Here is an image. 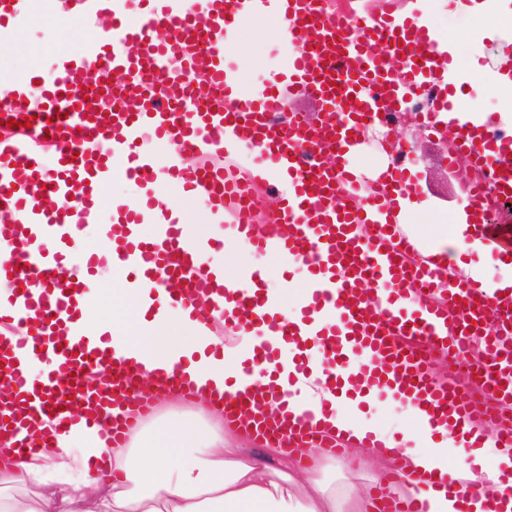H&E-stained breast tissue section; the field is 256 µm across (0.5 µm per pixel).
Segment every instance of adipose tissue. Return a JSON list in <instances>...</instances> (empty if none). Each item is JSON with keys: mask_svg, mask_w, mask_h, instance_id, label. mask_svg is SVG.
<instances>
[{"mask_svg": "<svg viewBox=\"0 0 512 512\" xmlns=\"http://www.w3.org/2000/svg\"><path fill=\"white\" fill-rule=\"evenodd\" d=\"M158 297V315L116 353L143 359L141 377L153 383L170 374L179 357H189L193 402L207 409L209 422L182 413L159 429L144 424L123 448L107 446L105 428L79 423L31 456L2 451L0 492L30 486L35 500L13 496L0 502V512H372L369 496L338 497L320 476L324 449L270 445L258 458L233 446L248 433L239 421L224 419L225 371L244 359L252 339L225 349L223 358L204 356L207 345L221 342L223 319L199 330L188 312L168 307V289H159ZM378 439L371 458L400 469L390 495L414 496L424 512H512V499H504L496 483L501 468L512 469V450L489 455L483 429H464L453 463L443 452L449 443L444 430L435 439L405 433L401 449L391 430L379 429ZM450 466L462 496L419 483V476Z\"/></svg>", "mask_w": 512, "mask_h": 512, "instance_id": "adipose-tissue-1", "label": "adipose tissue"}]
</instances>
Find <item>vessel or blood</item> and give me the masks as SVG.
<instances>
[{
  "instance_id": "vessel-or-blood-1",
  "label": "vessel or blood",
  "mask_w": 512,
  "mask_h": 512,
  "mask_svg": "<svg viewBox=\"0 0 512 512\" xmlns=\"http://www.w3.org/2000/svg\"><path fill=\"white\" fill-rule=\"evenodd\" d=\"M63 3L68 23L92 27L93 35L58 48L51 80H15L0 99V120L32 121L25 139L0 140V243L8 246L0 271L12 284L9 305L0 307V384L9 388L0 399V439L11 440L15 454L31 452L28 430L45 419H54L55 432L68 431L74 399L87 425L111 428L116 448L153 410L139 391L140 366L115 357L111 335L87 327L83 298L91 281L65 275L71 246L99 223L97 195L121 177L144 191L139 209L122 211L104 233L125 274L123 293L136 298L176 279L182 287L170 306L190 309L200 326L219 316L229 332L258 338L227 378L236 391L224 401L225 416L268 441L338 452L328 423L297 415L292 400L298 374L317 365L336 393L366 388L411 402L419 433L478 421L494 428V447L512 448V424L499 411L512 406V293L450 279L441 260L419 258L392 211V191L411 186L404 167L391 166L383 191L371 194L343 161L364 119L401 111L419 88L433 86L424 125L442 124L454 155L482 174L465 198L473 238L512 265V236L486 220L484 192L489 182L512 201V133L457 97L453 58L441 52L434 30L415 16L339 15L319 0ZM29 14V0H0V43L15 41ZM257 16L279 18L274 37L291 46L280 81L259 90L242 80L224 44L225 31ZM159 29L165 38L156 37ZM91 72L101 93L89 99L83 89ZM114 74L123 82H111ZM199 79L214 99L195 97ZM298 91L322 102L316 121L289 111ZM44 136L54 148L49 166L31 146ZM155 140L170 144L165 163L153 153ZM228 143L234 154L259 158L269 186L287 183L271 223L254 221L249 173L188 170L189 157L224 154ZM328 150L336 164L323 163ZM161 176L204 199L216 222L232 210L254 251H277L306 267L294 314L267 293L260 269L241 271L236 289L202 274L221 243L195 237L155 203L147 190ZM144 224L150 237L140 234ZM200 297L207 308H194ZM442 352L453 363L475 359L478 395L456 379L431 377L430 361ZM266 362L277 365L267 383L253 377ZM270 399L279 405L274 418L256 410Z\"/></svg>"
}]
</instances>
